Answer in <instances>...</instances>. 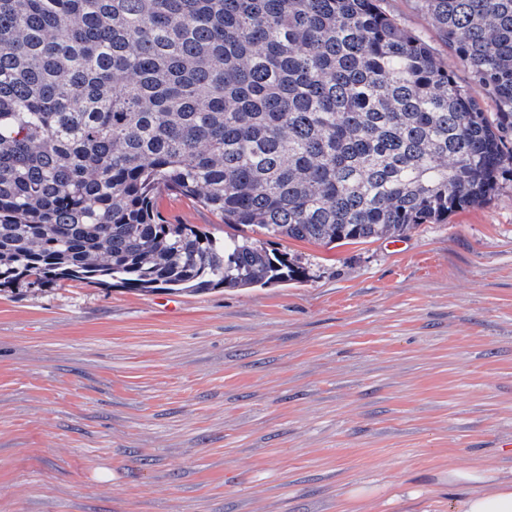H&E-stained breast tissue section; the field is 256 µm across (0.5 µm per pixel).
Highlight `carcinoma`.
Wrapping results in <instances>:
<instances>
[{
	"label": "carcinoma",
	"instance_id": "carcinoma-1",
	"mask_svg": "<svg viewBox=\"0 0 512 512\" xmlns=\"http://www.w3.org/2000/svg\"><path fill=\"white\" fill-rule=\"evenodd\" d=\"M0 0V288H250L299 267L157 197L310 243L400 237L512 172V0ZM381 5L404 28L422 36L431 45L438 60L448 66V71L455 75L457 81L470 89L474 98L487 112H494L493 103L477 86L470 83V74L464 61L439 39L427 17L416 8L414 0H383Z\"/></svg>",
	"mask_w": 512,
	"mask_h": 512
}]
</instances>
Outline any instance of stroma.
Here are the masks:
<instances>
[{
	"instance_id": "35a3bbf8",
	"label": "stroma",
	"mask_w": 512,
	"mask_h": 512,
	"mask_svg": "<svg viewBox=\"0 0 512 512\" xmlns=\"http://www.w3.org/2000/svg\"><path fill=\"white\" fill-rule=\"evenodd\" d=\"M382 7L493 111L415 0ZM264 246L299 278L0 288V512H448L449 469L512 478L511 179L400 238Z\"/></svg>"
}]
</instances>
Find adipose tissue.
<instances>
[{"mask_svg":"<svg viewBox=\"0 0 512 512\" xmlns=\"http://www.w3.org/2000/svg\"><path fill=\"white\" fill-rule=\"evenodd\" d=\"M449 487H462L449 501L451 512H512V480L475 468L452 469Z\"/></svg>","mask_w":512,"mask_h":512,"instance_id":"ef3b65f1","label":"adipose tissue"}]
</instances>
